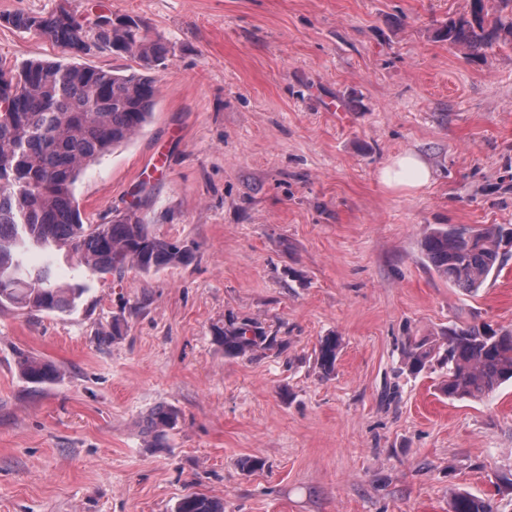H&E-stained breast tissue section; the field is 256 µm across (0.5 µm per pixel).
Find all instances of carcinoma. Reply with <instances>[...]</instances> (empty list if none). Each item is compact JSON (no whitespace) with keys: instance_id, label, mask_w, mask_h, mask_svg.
<instances>
[{"instance_id":"obj_1","label":"carcinoma","mask_w":512,"mask_h":512,"mask_svg":"<svg viewBox=\"0 0 512 512\" xmlns=\"http://www.w3.org/2000/svg\"><path fill=\"white\" fill-rule=\"evenodd\" d=\"M491 12L486 0H470V18L450 21L443 35L448 43L477 54L493 45L499 32L512 35V0H498ZM13 28L44 37L69 60H30L19 69L0 65V308L71 313L86 288L60 285L49 259L27 263L35 250L63 254L87 276L123 275L128 268L142 273L184 262L187 250L177 241L156 237L139 218L113 217L99 224L83 221L75 183L90 165L127 143L149 122L159 92L150 71L166 55L162 38L137 21H82L60 7L41 15L1 16ZM139 60L142 71L120 73L75 61L91 49ZM512 231L499 224L477 228L441 225L425 235L422 254L431 269L454 285L474 293L491 273L501 270L512 252L506 241ZM251 322L224 324L217 339L224 354L245 355L278 346L277 337L261 331L245 338ZM341 341L325 336L316 351L325 376L336 367ZM405 364L418 372L433 358L446 367L441 391L450 400L480 399L512 379V330L493 331L478 325H453L440 343H404ZM18 368L26 381L54 380L53 367L22 355ZM177 415L155 410L150 428L162 439L174 428ZM175 512H224L220 499L190 494ZM450 512H493L490 501L464 490L451 494Z\"/></svg>"}]
</instances>
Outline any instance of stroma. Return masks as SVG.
<instances>
[{
  "instance_id": "35a3bbf8",
  "label": "stroma",
  "mask_w": 512,
  "mask_h": 512,
  "mask_svg": "<svg viewBox=\"0 0 512 512\" xmlns=\"http://www.w3.org/2000/svg\"><path fill=\"white\" fill-rule=\"evenodd\" d=\"M61 6L168 48L149 123L76 183L84 221L133 211L191 255L87 279L60 258L59 283L88 287L74 312L0 309V512H175L191 493L225 512H449L452 487L512 512V384L451 401L439 367L402 355L454 323L512 329V261L469 293L421 253L441 224L512 227V39L451 48L469 0H0V16ZM60 55L0 23L7 62ZM409 151L430 183L382 185ZM231 319L284 347L226 355ZM22 354L58 378L27 382ZM161 407L178 421L158 441ZM341 341L337 336H325L319 342L316 351L317 364L324 376L331 375L336 367Z\"/></svg>"
}]
</instances>
